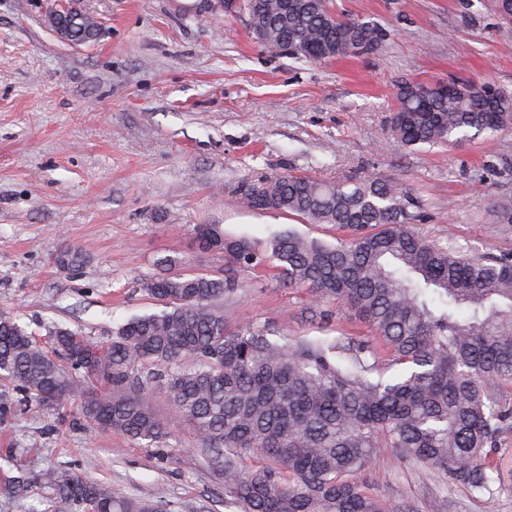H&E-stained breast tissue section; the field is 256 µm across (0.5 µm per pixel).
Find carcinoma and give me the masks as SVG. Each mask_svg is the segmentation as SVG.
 Listing matches in <instances>:
<instances>
[{
    "mask_svg": "<svg viewBox=\"0 0 512 512\" xmlns=\"http://www.w3.org/2000/svg\"><path fill=\"white\" fill-rule=\"evenodd\" d=\"M259 10L268 44L319 62L369 54L385 41L375 23L336 14L332 0H242ZM75 40L100 34L93 10L67 13ZM404 83L385 133L410 149L448 145L512 125V93L450 79ZM245 206L345 235L329 244L292 231L264 240L194 229L199 248L224 254V273L167 274L144 289L163 306L112 329L105 344L77 330H49L41 345L0 311V428L30 402L77 405L78 420L156 448L170 423L188 425L224 488L228 512H403L362 480L375 449L427 465L478 494L512 476L499 452L512 432V258H475L415 230L417 197L376 175L325 182L277 174L236 187ZM276 272L316 305H343L375 343L346 337H271L232 328L217 301L231 302L244 271ZM398 368L394 376L387 375ZM165 391L168 416L149 403ZM259 459L250 470L247 456ZM51 489L47 512H211L207 500L124 494L52 465L5 479L3 494Z\"/></svg>",
    "mask_w": 512,
    "mask_h": 512,
    "instance_id": "obj_1",
    "label": "carcinoma"
}]
</instances>
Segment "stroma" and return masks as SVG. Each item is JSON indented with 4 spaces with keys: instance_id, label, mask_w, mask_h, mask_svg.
I'll return each mask as SVG.
<instances>
[{
    "instance_id": "stroma-1",
    "label": "stroma",
    "mask_w": 512,
    "mask_h": 512,
    "mask_svg": "<svg viewBox=\"0 0 512 512\" xmlns=\"http://www.w3.org/2000/svg\"><path fill=\"white\" fill-rule=\"evenodd\" d=\"M91 4L104 31L75 46L50 26L46 0H0V310L37 338L57 323L104 342L159 311L143 285L164 274L161 258L178 273L221 272L223 255L193 241L198 224L336 241L331 225L247 208L235 192L246 177L377 174L413 190L421 235L474 257L512 254L496 220L512 206V128L416 150L383 132L406 81L490 79L512 92V37L494 0H335L387 40L366 56L312 63L268 52L243 14L216 0ZM68 249L78 264H60ZM225 313L233 325L310 339L366 332L270 274L246 276ZM76 413L24 407L0 432V452L15 451L33 475L65 465L141 497L220 494L187 427L154 448L82 426ZM364 479L408 512H512V488L474 495L391 448L377 449Z\"/></svg>"
}]
</instances>
